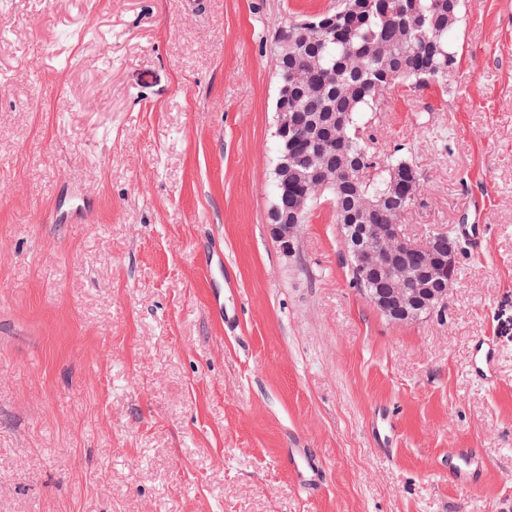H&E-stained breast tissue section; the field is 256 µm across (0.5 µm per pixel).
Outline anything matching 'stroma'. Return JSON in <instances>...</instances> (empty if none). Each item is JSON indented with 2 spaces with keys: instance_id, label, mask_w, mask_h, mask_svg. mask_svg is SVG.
Here are the masks:
<instances>
[{
  "instance_id": "stroma-1",
  "label": "stroma",
  "mask_w": 512,
  "mask_h": 512,
  "mask_svg": "<svg viewBox=\"0 0 512 512\" xmlns=\"http://www.w3.org/2000/svg\"><path fill=\"white\" fill-rule=\"evenodd\" d=\"M335 5L0 0V512H512V0H468L447 81L366 115L419 174L407 236L487 203L447 307L408 325L351 284L329 200L292 258L268 227L277 35ZM209 306L212 314L220 321H224V325H231L237 319L235 310L229 311L224 308V289L210 288ZM288 466L304 486L316 487L320 483L321 472L304 448H292L288 451ZM486 469V461L472 448H456L448 455V475L462 487L478 486Z\"/></svg>"
}]
</instances>
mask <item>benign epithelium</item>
<instances>
[{
  "label": "benign epithelium",
  "mask_w": 512,
  "mask_h": 512,
  "mask_svg": "<svg viewBox=\"0 0 512 512\" xmlns=\"http://www.w3.org/2000/svg\"><path fill=\"white\" fill-rule=\"evenodd\" d=\"M333 113L319 119L299 120L297 112H277V137L284 141L274 173L278 187L295 191L289 208L274 205L270 234L285 258L295 255V246L303 228L306 211L324 189L344 181L345 173H336L331 164L328 144L333 136L321 135L322 126L334 127ZM308 151L309 164L295 162L294 147ZM378 213L374 206L361 209V224H350L341 231L343 258L354 257L357 275L367 285L365 299L390 321L411 323L422 314L442 308L454 284L460 242L450 233H431L420 241L405 236L390 217L369 223Z\"/></svg>",
  "instance_id": "obj_1"
}]
</instances>
